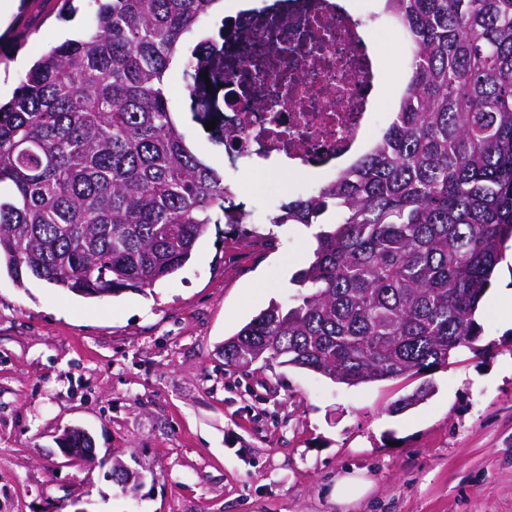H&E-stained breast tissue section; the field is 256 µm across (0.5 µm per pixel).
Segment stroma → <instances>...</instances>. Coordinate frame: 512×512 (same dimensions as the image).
Here are the masks:
<instances>
[{
  "label": "stroma",
  "instance_id": "1",
  "mask_svg": "<svg viewBox=\"0 0 512 512\" xmlns=\"http://www.w3.org/2000/svg\"><path fill=\"white\" fill-rule=\"evenodd\" d=\"M376 35L386 76L380 129L398 110L389 77L404 62L373 0H351ZM89 0H32L0 14L36 30L0 44V98L19 75L86 25ZM293 170L236 173L253 221L210 225L191 259L147 293L87 298L0 271V512H512V261L503 260L476 314L485 351H461L432 373L434 395L405 412L410 380L348 387L302 369L259 363L226 371L222 346L270 302L288 303L313 256V231L269 228L276 200L317 188ZM274 240H267V232ZM71 427L96 456L64 457ZM142 475L135 491L115 460ZM372 483L337 503L338 477Z\"/></svg>",
  "mask_w": 512,
  "mask_h": 512
}]
</instances>
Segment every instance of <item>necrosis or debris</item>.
<instances>
[{
	"label": "necrosis or debris",
	"instance_id": "necrosis-or-debris-1",
	"mask_svg": "<svg viewBox=\"0 0 512 512\" xmlns=\"http://www.w3.org/2000/svg\"><path fill=\"white\" fill-rule=\"evenodd\" d=\"M223 53L209 64L208 140L224 159L281 157L333 179L365 140L376 110L371 38L339 0H264L225 17Z\"/></svg>",
	"mask_w": 512,
	"mask_h": 512
}]
</instances>
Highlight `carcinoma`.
Segmentation results:
<instances>
[{"mask_svg": "<svg viewBox=\"0 0 512 512\" xmlns=\"http://www.w3.org/2000/svg\"><path fill=\"white\" fill-rule=\"evenodd\" d=\"M0 104V260L84 297L171 279L231 204L224 172L190 148L167 73L199 79L186 36L218 0H93ZM410 39L407 90L370 150L274 226L318 227L291 303L224 340L247 374L278 360L348 386L418 379L478 351L475 319L512 240V0H386Z\"/></svg>", "mask_w": 512, "mask_h": 512, "instance_id": "1", "label": "carcinoma"}]
</instances>
